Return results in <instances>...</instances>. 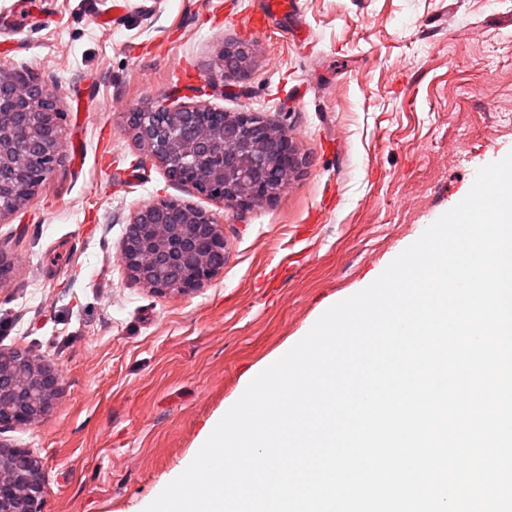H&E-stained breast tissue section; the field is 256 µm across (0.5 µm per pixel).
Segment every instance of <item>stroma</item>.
<instances>
[{"mask_svg": "<svg viewBox=\"0 0 512 512\" xmlns=\"http://www.w3.org/2000/svg\"><path fill=\"white\" fill-rule=\"evenodd\" d=\"M43 0L0 67L61 92L63 159L0 221V349L59 369L38 423L0 431L43 462L45 512H144L271 359L370 285L512 152V0H302L262 34L259 0ZM255 43L245 77L225 41ZM282 123L305 163L277 199L237 210L169 179L126 129L165 96ZM213 214L221 271L189 294L131 280L135 210ZM320 220L302 230L311 213Z\"/></svg>", "mask_w": 512, "mask_h": 512, "instance_id": "35a3bbf8", "label": "stroma"}]
</instances>
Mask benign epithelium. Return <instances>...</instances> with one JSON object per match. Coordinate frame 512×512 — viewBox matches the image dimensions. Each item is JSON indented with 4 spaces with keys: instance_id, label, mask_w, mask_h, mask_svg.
I'll use <instances>...</instances> for the list:
<instances>
[{
    "instance_id": "benign-epithelium-1",
    "label": "benign epithelium",
    "mask_w": 512,
    "mask_h": 512,
    "mask_svg": "<svg viewBox=\"0 0 512 512\" xmlns=\"http://www.w3.org/2000/svg\"><path fill=\"white\" fill-rule=\"evenodd\" d=\"M57 90L30 72L0 68V219L18 212L61 161ZM208 128L196 137L190 131ZM131 133L169 177L237 209L273 201L283 181L272 163L300 171L282 125L247 111L156 102L128 114ZM227 254L217 219L189 203L160 199L134 214L120 260L129 276L156 293H192L216 273L210 256ZM61 375L25 349L0 350V428L30 426L49 411ZM42 462L29 448L0 442V512H44Z\"/></svg>"
}]
</instances>
